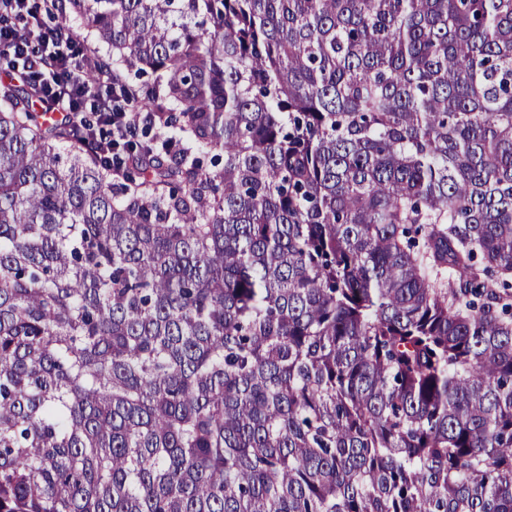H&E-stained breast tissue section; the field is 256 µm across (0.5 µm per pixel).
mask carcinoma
<instances>
[{"label": "carcinoma", "instance_id": "obj_1", "mask_svg": "<svg viewBox=\"0 0 512 512\" xmlns=\"http://www.w3.org/2000/svg\"><path fill=\"white\" fill-rule=\"evenodd\" d=\"M149 125L0 84V512H512V0H70Z\"/></svg>", "mask_w": 512, "mask_h": 512}]
</instances>
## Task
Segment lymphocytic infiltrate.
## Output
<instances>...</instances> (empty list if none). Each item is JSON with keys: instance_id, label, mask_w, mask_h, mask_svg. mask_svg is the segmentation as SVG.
I'll return each instance as SVG.
<instances>
[{"instance_id": "obj_1", "label": "lymphocytic infiltrate", "mask_w": 512, "mask_h": 512, "mask_svg": "<svg viewBox=\"0 0 512 512\" xmlns=\"http://www.w3.org/2000/svg\"><path fill=\"white\" fill-rule=\"evenodd\" d=\"M0 55L16 62L44 111L81 130L94 152L112 160L134 138L148 113L94 55L77 47L64 27H47L36 0H0ZM95 81H87V72Z\"/></svg>"}]
</instances>
